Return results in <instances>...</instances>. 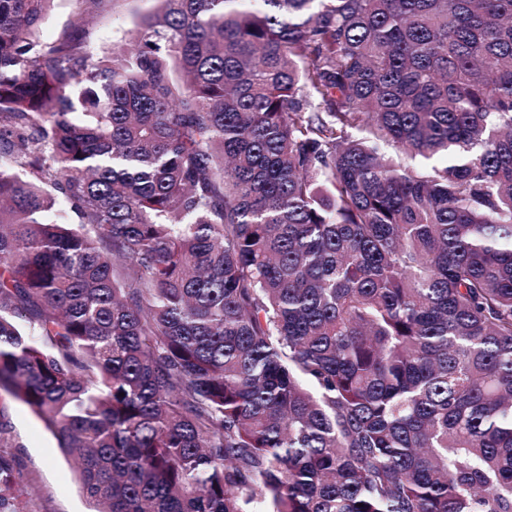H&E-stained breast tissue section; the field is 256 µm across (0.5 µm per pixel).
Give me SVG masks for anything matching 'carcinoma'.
<instances>
[{"mask_svg":"<svg viewBox=\"0 0 512 512\" xmlns=\"http://www.w3.org/2000/svg\"><path fill=\"white\" fill-rule=\"evenodd\" d=\"M0 0V391L95 512H512V0ZM0 454V512H26ZM81 0H56L51 5L39 36L42 41L52 42L60 39L64 33L72 31L85 18L88 5ZM153 0H104L92 8L84 34L86 44L101 56L112 50V43L133 40L138 17L152 11Z\"/></svg>","mask_w":512,"mask_h":512,"instance_id":"obj_1","label":"carcinoma"}]
</instances>
